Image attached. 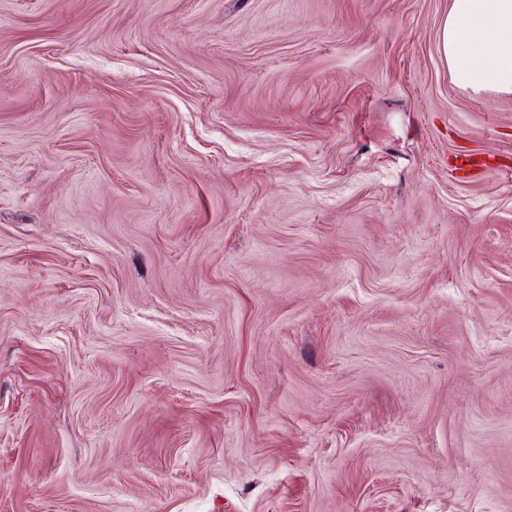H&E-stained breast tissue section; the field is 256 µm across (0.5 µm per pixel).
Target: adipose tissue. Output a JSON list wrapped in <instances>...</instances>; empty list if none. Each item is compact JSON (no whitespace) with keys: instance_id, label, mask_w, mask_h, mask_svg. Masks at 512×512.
Listing matches in <instances>:
<instances>
[{"instance_id":"obj_1","label":"adipose tissue","mask_w":512,"mask_h":512,"mask_svg":"<svg viewBox=\"0 0 512 512\" xmlns=\"http://www.w3.org/2000/svg\"><path fill=\"white\" fill-rule=\"evenodd\" d=\"M441 49L464 85L512 92V0H452Z\"/></svg>"}]
</instances>
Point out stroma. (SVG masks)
<instances>
[{"mask_svg": "<svg viewBox=\"0 0 512 512\" xmlns=\"http://www.w3.org/2000/svg\"><path fill=\"white\" fill-rule=\"evenodd\" d=\"M450 6L0 0V512H512Z\"/></svg>", "mask_w": 512, "mask_h": 512, "instance_id": "stroma-1", "label": "stroma"}]
</instances>
